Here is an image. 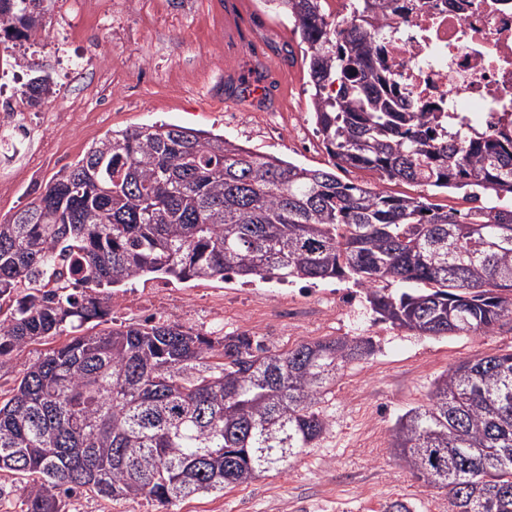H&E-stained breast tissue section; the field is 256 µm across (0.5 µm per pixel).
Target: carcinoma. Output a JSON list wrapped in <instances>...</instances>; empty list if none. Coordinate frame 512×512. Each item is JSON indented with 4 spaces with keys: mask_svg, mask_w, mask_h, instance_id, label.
<instances>
[{
    "mask_svg": "<svg viewBox=\"0 0 512 512\" xmlns=\"http://www.w3.org/2000/svg\"><path fill=\"white\" fill-rule=\"evenodd\" d=\"M0 0V43L43 23ZM304 45L316 132L333 168H309L173 124L114 131L0 224V368L15 351L88 322L142 277L351 279L379 322L418 336L486 333L512 317V120L486 135L460 112L404 108L370 65L381 0H349L341 37L322 0H264ZM52 86L31 81L28 103ZM462 190L464 214L422 196L344 182L334 169ZM394 283L414 288L392 292ZM374 352L364 336L272 351L244 331L211 338L168 319L71 336L0 402V471L19 512H64L90 492L169 507L290 464L327 427L336 373ZM399 464L445 491L448 512H512V353L465 360L391 434Z\"/></svg>",
    "mask_w": 512,
    "mask_h": 512,
    "instance_id": "carcinoma-1",
    "label": "carcinoma"
}]
</instances>
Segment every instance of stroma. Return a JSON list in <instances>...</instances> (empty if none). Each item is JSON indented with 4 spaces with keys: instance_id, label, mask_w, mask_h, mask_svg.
Masks as SVG:
<instances>
[{
    "instance_id": "35a3bbf8",
    "label": "stroma",
    "mask_w": 512,
    "mask_h": 512,
    "mask_svg": "<svg viewBox=\"0 0 512 512\" xmlns=\"http://www.w3.org/2000/svg\"><path fill=\"white\" fill-rule=\"evenodd\" d=\"M47 31L13 46L20 66L0 65V105L28 134L0 165V223L34 201L59 171L106 134L168 123L207 130L300 165L330 158L315 130L312 90L292 18L263 0H49ZM291 56H284L283 47ZM50 75L55 91L30 106L22 86ZM270 84L266 100L239 93L249 79ZM108 324L143 320V306L212 337L247 331L285 350L324 337L368 336L369 358L345 367L323 399L322 438L297 462L246 486L203 494L171 512H385L394 500L414 512H448L443 492L399 466L390 434L427 403L434 381L466 359L512 351V318L489 333L414 336L375 321L362 288L330 279L311 288L274 281L135 280L120 291ZM296 311L284 320L281 309ZM67 512H162L143 499L86 493Z\"/></svg>"
}]
</instances>
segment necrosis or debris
Masks as SVG:
<instances>
[{"label": "necrosis or debris", "mask_w": 512, "mask_h": 512, "mask_svg": "<svg viewBox=\"0 0 512 512\" xmlns=\"http://www.w3.org/2000/svg\"><path fill=\"white\" fill-rule=\"evenodd\" d=\"M373 29L411 109L464 112L496 128L497 100L512 99V0H384Z\"/></svg>", "instance_id": "obj_1"}]
</instances>
